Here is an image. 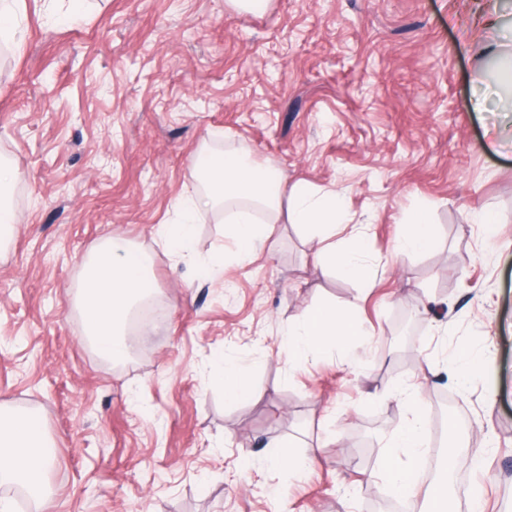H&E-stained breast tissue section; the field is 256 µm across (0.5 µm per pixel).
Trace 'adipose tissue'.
<instances>
[{
  "instance_id": "adipose-tissue-1",
  "label": "adipose tissue",
  "mask_w": 512,
  "mask_h": 512,
  "mask_svg": "<svg viewBox=\"0 0 512 512\" xmlns=\"http://www.w3.org/2000/svg\"><path fill=\"white\" fill-rule=\"evenodd\" d=\"M197 169L207 181L205 195L190 192L179 203V220L162 225L160 235L175 254L190 250L198 213L209 207L225 210V223L241 256L252 254L269 237L270 224L287 213L292 224L317 228L322 235L335 232L343 221L339 196L318 194L307 186L283 183L280 175L253 164L235 151L209 150L201 153ZM361 230L350 233L349 244L317 251L315 260L337 268L343 275L370 285L368 270L359 263ZM149 258L140 249L112 240L102 243L86 260L79 285L85 335L97 353L110 361H123L130 347L126 327L134 308L150 293ZM362 331L351 310L324 303L305 310L289 321L286 346L288 357L306 363L342 347L346 361H354ZM411 420L394 437L396 450L384 461L385 477L403 497L418 488L417 464L426 453L428 431L420 391L405 397ZM48 441L38 415L0 408V483L26 487L32 500L47 495Z\"/></svg>"
}]
</instances>
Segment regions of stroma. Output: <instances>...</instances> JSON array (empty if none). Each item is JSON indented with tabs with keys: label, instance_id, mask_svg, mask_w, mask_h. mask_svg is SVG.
<instances>
[{
	"label": "stroma",
	"instance_id": "1",
	"mask_svg": "<svg viewBox=\"0 0 512 512\" xmlns=\"http://www.w3.org/2000/svg\"><path fill=\"white\" fill-rule=\"evenodd\" d=\"M0 52V162L15 233L0 243V406L36 413L52 445L41 512H377L378 475L420 386L453 449L454 512H512V70L488 57L512 35V0H17ZM484 109H476L477 101ZM238 150L288 183L340 196L361 225L360 287L314 259V229L279 220L236 255L220 210L175 258L159 238L201 188L202 149ZM434 243L398 254L416 210ZM494 212V235L473 221ZM151 258L164 311L114 363L85 341L75 296L104 238ZM224 268L203 278L216 251ZM353 309L356 362L292 365L291 318ZM482 352L468 382L445 364ZM246 366L229 403L214 358ZM313 457L271 466L267 441Z\"/></svg>",
	"mask_w": 512,
	"mask_h": 512
}]
</instances>
